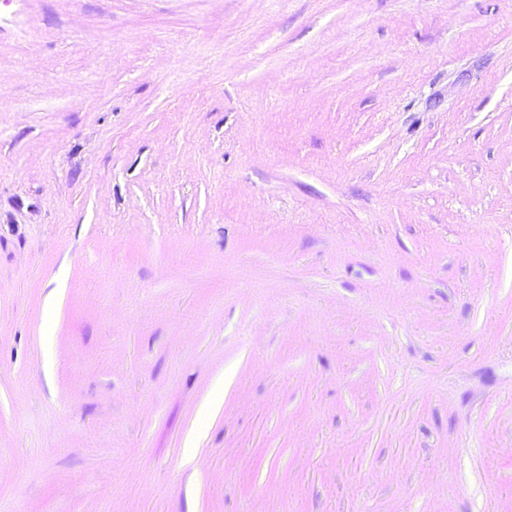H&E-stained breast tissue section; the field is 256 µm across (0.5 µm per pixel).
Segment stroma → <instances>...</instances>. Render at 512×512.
<instances>
[{"label": "stroma", "mask_w": 512, "mask_h": 512, "mask_svg": "<svg viewBox=\"0 0 512 512\" xmlns=\"http://www.w3.org/2000/svg\"><path fill=\"white\" fill-rule=\"evenodd\" d=\"M0 512H512V0H0Z\"/></svg>", "instance_id": "stroma-1"}]
</instances>
